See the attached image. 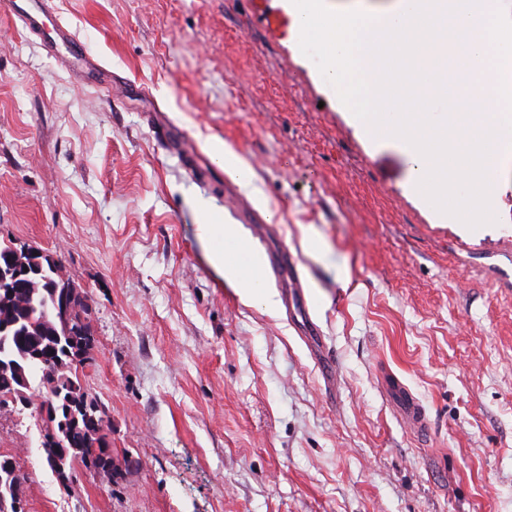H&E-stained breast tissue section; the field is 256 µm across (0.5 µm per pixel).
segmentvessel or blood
<instances>
[{
    "label": "vessel or blood",
    "mask_w": 512,
    "mask_h": 512,
    "mask_svg": "<svg viewBox=\"0 0 512 512\" xmlns=\"http://www.w3.org/2000/svg\"><path fill=\"white\" fill-rule=\"evenodd\" d=\"M0 7L6 8L31 33L41 30L44 20H53L55 36L44 43L48 56L64 55L68 66L81 76H100L102 66L87 50L84 42L66 24L56 21L54 0H0ZM261 255L269 275L281 292L291 323L306 341H313L318 335V328L305 300L297 261L287 243L263 249ZM387 388L398 399L400 416L405 424L415 433L424 434L427 429L424 408L398 382H388Z\"/></svg>",
    "instance_id": "1"
}]
</instances>
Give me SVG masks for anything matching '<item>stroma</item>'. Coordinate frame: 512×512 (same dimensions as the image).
<instances>
[{
    "label": "stroma",
    "instance_id": "1",
    "mask_svg": "<svg viewBox=\"0 0 512 512\" xmlns=\"http://www.w3.org/2000/svg\"><path fill=\"white\" fill-rule=\"evenodd\" d=\"M55 3L106 73L77 76L0 12V242L52 254L87 298L82 381L115 475L60 485L32 389L0 407L26 512H512V170L495 223L433 217L405 154L368 143L296 53L281 0ZM227 145L298 261L332 380L282 307L243 304L203 257L202 216L236 221ZM387 389L398 399L400 416L405 424L415 433L424 434L427 431L424 408L397 381L388 382Z\"/></svg>",
    "mask_w": 512,
    "mask_h": 512
}]
</instances>
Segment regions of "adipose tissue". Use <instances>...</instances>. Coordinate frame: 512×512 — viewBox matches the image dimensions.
Returning <instances> with one entry per match:
<instances>
[{"label": "adipose tissue", "mask_w": 512, "mask_h": 512, "mask_svg": "<svg viewBox=\"0 0 512 512\" xmlns=\"http://www.w3.org/2000/svg\"><path fill=\"white\" fill-rule=\"evenodd\" d=\"M197 230L208 265L223 276L244 303L275 306L274 293L264 285L262 263L249 256L237 225L225 223L223 217L215 215L198 225Z\"/></svg>", "instance_id": "1"}]
</instances>
